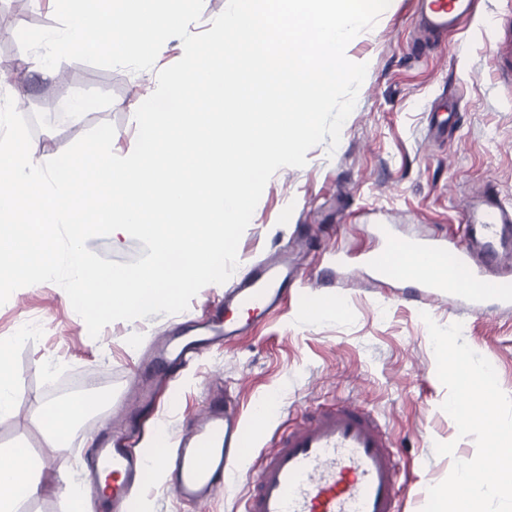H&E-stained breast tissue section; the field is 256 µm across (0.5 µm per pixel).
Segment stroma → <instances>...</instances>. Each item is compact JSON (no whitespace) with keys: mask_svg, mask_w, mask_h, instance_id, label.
<instances>
[{"mask_svg":"<svg viewBox=\"0 0 512 512\" xmlns=\"http://www.w3.org/2000/svg\"><path fill=\"white\" fill-rule=\"evenodd\" d=\"M471 19L433 38L416 24L417 0H391L376 24L347 46L349 60L367 66L356 105L337 147L311 148L304 167L279 169L267 183L238 245L236 274L255 263L287 262L302 277L282 311L252 323L234 343L206 351L198 367L157 383V401L138 406L133 374L153 343L185 321L208 318L224 287L209 284L187 310L152 314L107 325L91 338L66 292L42 283L16 290L0 305V341L12 343L19 392L0 418V449L35 459L38 492L19 512H74L67 494L84 463L59 455L40 421L61 388L79 380L109 402L104 414L73 430L78 443L102 425L140 428L150 458L168 459L179 438L199 420L208 400L232 390L244 411L246 445L258 458L272 438L315 410L354 402L369 409L391 436L398 463L401 512H422L429 486L444 480L454 460L476 454L473 438H459L441 405L447 390L422 313L442 326L458 322L463 340L496 370L512 397V308L469 312L457 293L416 299L412 285L382 280L368 263L383 252V228L399 238L462 239L465 212L484 190L512 204V87L496 70L486 28L512 27V0H475ZM56 24L52 0H20L0 10V65L16 66L24 86L31 144L44 161L61 154L92 127L112 123L113 150L124 156L136 142L134 113L157 86V72L179 61L180 39H169L153 69L132 72L64 60L50 77L38 76L36 55L17 40L23 27ZM83 102L75 122L49 120L52 98ZM448 133H428L437 114ZM102 258L132 263L146 253L130 235L95 237L86 243ZM340 313L319 312L325 297ZM454 443L453 456L435 452ZM130 512H195L181 502L164 467L149 468L147 489Z\"/></svg>","mask_w":512,"mask_h":512,"instance_id":"obj_1","label":"stroma"}]
</instances>
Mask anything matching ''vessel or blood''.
Masks as SVG:
<instances>
[{
    "instance_id": "obj_1",
    "label": "vessel or blood",
    "mask_w": 512,
    "mask_h": 512,
    "mask_svg": "<svg viewBox=\"0 0 512 512\" xmlns=\"http://www.w3.org/2000/svg\"><path fill=\"white\" fill-rule=\"evenodd\" d=\"M471 5L472 0H422L421 22L434 34L446 33L470 15ZM416 247L447 258L460 271L453 286L471 312L512 306V276H500L490 290L479 288L486 268L512 255V207L496 193L486 192L470 208L465 246L428 239ZM287 283L288 271L282 267L256 266L240 275L201 327L172 337L157 352L152 373L190 364L210 347L239 337L246 325L227 319V312L245 306L266 314L278 307ZM243 432L232 396L209 403L172 458L170 481L180 500L207 503L243 473ZM148 464L142 449L96 438L86 458L90 478L85 492L93 512H128L132 495L145 486ZM107 466L112 496L104 499L96 475ZM396 472L386 430L370 411L348 403L320 411L276 438L256 471L243 512H400Z\"/></svg>"
}]
</instances>
